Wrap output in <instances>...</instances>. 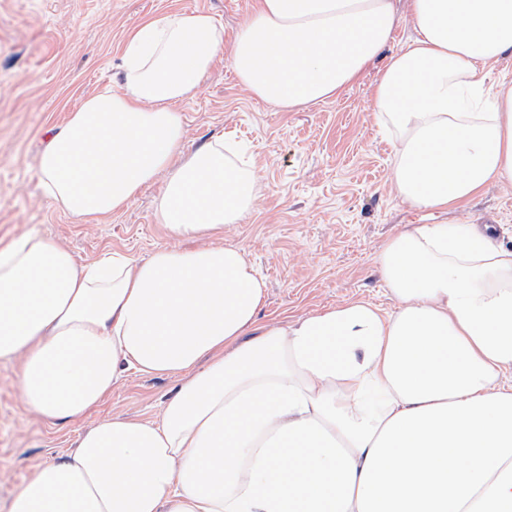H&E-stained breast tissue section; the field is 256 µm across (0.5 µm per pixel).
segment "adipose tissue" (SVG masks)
I'll use <instances>...</instances> for the list:
<instances>
[{
  "mask_svg": "<svg viewBox=\"0 0 512 512\" xmlns=\"http://www.w3.org/2000/svg\"><path fill=\"white\" fill-rule=\"evenodd\" d=\"M259 0L225 43L204 11L127 40L117 87L46 141L44 197L78 219L157 177V223L194 250L82 262L35 232L0 242V360L50 426L128 372L174 375L159 420L113 417L20 483L7 512H512V249L471 224H409L374 258L397 305L351 299L262 326L266 284L226 226L264 185L217 137L185 152L179 104L217 57L283 112L336 98L377 59V122L401 202L445 215L512 185V0Z\"/></svg>",
  "mask_w": 512,
  "mask_h": 512,
  "instance_id": "adipose-tissue-1",
  "label": "adipose tissue"
}]
</instances>
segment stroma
I'll return each mask as SVG.
<instances>
[{
    "label": "stroma",
    "mask_w": 512,
    "mask_h": 512,
    "mask_svg": "<svg viewBox=\"0 0 512 512\" xmlns=\"http://www.w3.org/2000/svg\"><path fill=\"white\" fill-rule=\"evenodd\" d=\"M257 0H0V240L36 230L91 261L110 249L148 259L181 249L154 217L163 183L146 187L123 211L77 221L39 188L38 159L48 136L86 96L118 79L123 47L139 25L172 10H202L232 43ZM372 65L340 97L297 112L254 98L219 57L197 92L180 106L186 148L234 134L253 158L265 191L251 217L224 229L266 283L263 324H285L307 312L366 299L385 311L395 302L374 264L383 243L423 212L402 204L392 180L391 147L377 125ZM447 223L491 224L512 247V185L489 184ZM17 364L0 362V510L37 466L72 448L99 420H155L178 385L173 377L128 373L97 409L49 427L25 406Z\"/></svg>",
    "instance_id": "1"
}]
</instances>
